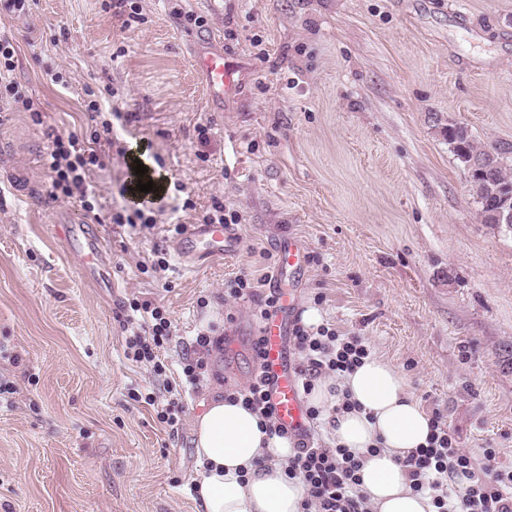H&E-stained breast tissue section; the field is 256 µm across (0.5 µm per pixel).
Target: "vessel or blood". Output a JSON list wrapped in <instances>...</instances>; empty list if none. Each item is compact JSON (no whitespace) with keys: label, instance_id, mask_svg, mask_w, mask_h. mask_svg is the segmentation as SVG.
Masks as SVG:
<instances>
[{"label":"vessel or blood","instance_id":"vessel-or-blood-1","mask_svg":"<svg viewBox=\"0 0 512 512\" xmlns=\"http://www.w3.org/2000/svg\"><path fill=\"white\" fill-rule=\"evenodd\" d=\"M191 61L200 74L205 92L213 103L223 104L224 89L229 84V71L224 63V47L215 37L205 36L196 42ZM60 232L69 250L84 264L85 274L95 281L108 282L112 273L100 258L97 240L82 224H64ZM240 241L232 229L221 224H192L172 245L182 268L192 269L204 259L236 252ZM307 257L302 244L292 238L283 240L278 249L276 278L273 286L278 302L274 311L264 318L258 329L263 339L262 374L269 381L271 402L278 421L288 429L300 428L304 422V403L298 376L285 356L286 325L298 311L295 289L284 283L302 270Z\"/></svg>","mask_w":512,"mask_h":512}]
</instances>
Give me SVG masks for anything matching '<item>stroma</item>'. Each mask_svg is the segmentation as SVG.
Segmentation results:
<instances>
[{
	"label": "stroma",
	"mask_w": 512,
	"mask_h": 512,
	"mask_svg": "<svg viewBox=\"0 0 512 512\" xmlns=\"http://www.w3.org/2000/svg\"><path fill=\"white\" fill-rule=\"evenodd\" d=\"M38 0L0 6L17 38L13 77L38 104L0 103V351L16 356L0 401V512H199L193 422L216 390L245 387L258 321L228 281L254 249L301 240L300 309L387 358L461 451L496 449L512 469V228L484 224L441 128L512 145V0ZM194 11L202 25L176 18ZM224 44L232 87L214 109L191 39ZM42 48L63 80L46 79ZM99 113L89 119L87 106ZM96 150L95 230L112 285L89 281L57 226L87 223L48 197V132ZM166 188L139 196L131 145ZM239 211L241 247L185 271L141 273L171 253L170 224L214 202ZM155 217L115 224L113 212ZM145 297L172 321L160 380L124 355L122 303ZM213 348L201 388L170 394L197 333ZM151 391L156 406L132 400ZM178 420L168 427L156 407Z\"/></svg>",
	"instance_id": "35a3bbf8"
}]
</instances>
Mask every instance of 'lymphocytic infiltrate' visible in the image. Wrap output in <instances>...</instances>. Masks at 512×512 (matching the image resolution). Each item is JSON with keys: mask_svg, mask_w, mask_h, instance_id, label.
Returning <instances> with one entry per match:
<instances>
[{"mask_svg": "<svg viewBox=\"0 0 512 512\" xmlns=\"http://www.w3.org/2000/svg\"><path fill=\"white\" fill-rule=\"evenodd\" d=\"M45 160L51 175L50 198L74 199L86 212H93L88 176L91 167L98 165V156L86 151L77 137L55 135L50 140ZM259 257L261 270L236 276L228 285V294L234 298H253L256 315L261 318L275 307L277 297L270 289L275 265L267 252H260ZM125 310L123 329L127 334V358L149 368L154 376L165 375L167 366L161 352L172 339V321L167 310L152 301L137 298L129 301ZM293 344L301 359L298 374L307 395L321 377H341L370 355L362 337L343 336L325 325L310 330L295 324ZM236 396L247 410L258 416L262 429L292 440L294 454L288 460L286 472L289 478H301L307 487L302 512H367V496L360 476L362 457L315 437L311 431L312 426L318 424L334 427L335 414L355 411L356 402L348 395H341L330 419L324 417L320 407L307 405L308 428L297 433L277 420L261 375H254ZM401 465L411 489L429 493L436 512H512V470L501 468L495 449H484L478 461L462 452L453 432L439 415H432L430 419L426 446L408 454Z\"/></svg>", "mask_w": 512, "mask_h": 512, "instance_id": "1", "label": "lymphocytic infiltrate"}]
</instances>
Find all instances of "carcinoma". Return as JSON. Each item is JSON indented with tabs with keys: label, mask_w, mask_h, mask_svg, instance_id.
<instances>
[{
	"label": "carcinoma",
	"mask_w": 512,
	"mask_h": 512,
	"mask_svg": "<svg viewBox=\"0 0 512 512\" xmlns=\"http://www.w3.org/2000/svg\"><path fill=\"white\" fill-rule=\"evenodd\" d=\"M443 134L463 165L473 160L481 163L480 173L470 176V189L482 223H495L493 211L502 197L512 196V164L504 160L508 148L481 145L472 138L466 126L457 123L444 128Z\"/></svg>",
	"instance_id": "carcinoma-1"
}]
</instances>
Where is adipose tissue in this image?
<instances>
[{
	"mask_svg": "<svg viewBox=\"0 0 512 512\" xmlns=\"http://www.w3.org/2000/svg\"><path fill=\"white\" fill-rule=\"evenodd\" d=\"M342 392L359 408L337 415L333 434L363 456L362 488L372 512H435L429 495L410 489L400 466L402 457L425 445L430 427L397 369L384 358H367L341 381L320 382L311 399L328 411ZM193 432L201 512H301L306 489L284 471L291 443L262 432L258 417L241 403L211 398ZM377 443L381 451L367 455Z\"/></svg>",
	"mask_w": 512,
	"mask_h": 512,
	"instance_id": "1",
	"label": "adipose tissue"
}]
</instances>
